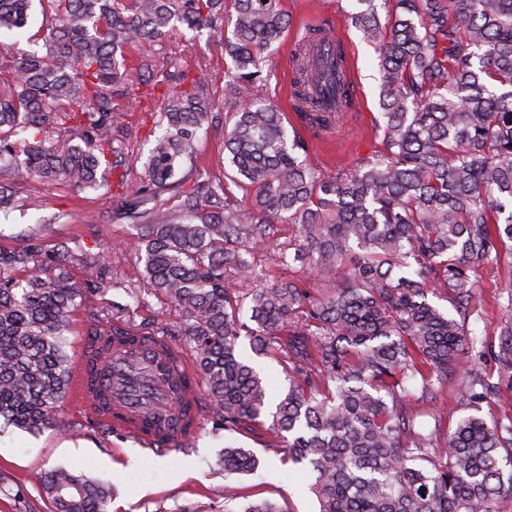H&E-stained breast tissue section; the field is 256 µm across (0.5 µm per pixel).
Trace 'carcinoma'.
I'll use <instances>...</instances> for the list:
<instances>
[{"label":"carcinoma","instance_id":"carcinoma-1","mask_svg":"<svg viewBox=\"0 0 512 512\" xmlns=\"http://www.w3.org/2000/svg\"><path fill=\"white\" fill-rule=\"evenodd\" d=\"M42 49L0 62V210L16 204L18 178L93 188L102 163L126 160L116 88L151 102L159 84L165 125L143 163L146 184L122 197L112 221L139 225L148 292L181 308L203 394L224 430L263 415L268 432L312 477L319 512H495L512 496V417L489 422L481 403L501 396L478 370L461 375L463 415L443 440L414 429L408 403L438 385L486 341L471 273L512 243V0H355L353 27L377 46L383 151L349 169L318 172L288 138L286 113L260 94L269 52L289 20L281 0H0V31L24 36L33 2ZM232 62L224 96L235 185L254 211L223 202L221 182L183 163L215 115L208 76L183 68L179 51L154 46L180 27L224 30ZM299 117L327 126L304 56H295ZM147 78L135 81L132 71ZM172 194L175 209L154 204ZM278 223L298 238L279 263L328 280L314 297L297 281L266 282L242 251L269 242ZM110 244L91 258L37 241L0 248V417L29 432L53 426L68 393L71 362L62 340L83 287L67 276L79 261L90 281L112 283ZM24 272L21 280L9 273ZM444 292L457 316L428 295ZM496 358L512 379V311L497 326ZM274 352L288 390L268 412V389L237 352ZM260 460L227 443L214 469L254 474ZM54 512H106L110 487L66 469L37 476ZM224 512H282L268 500Z\"/></svg>","mask_w":512,"mask_h":512}]
</instances>
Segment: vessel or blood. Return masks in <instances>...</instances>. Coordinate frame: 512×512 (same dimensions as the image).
Instances as JSON below:
<instances>
[{
    "mask_svg": "<svg viewBox=\"0 0 512 512\" xmlns=\"http://www.w3.org/2000/svg\"><path fill=\"white\" fill-rule=\"evenodd\" d=\"M295 46L315 62L313 85H323L335 68L352 75L350 51L340 38L318 30L295 39ZM73 392L87 413L149 448L185 447L202 426L203 412L195 369L188 354L159 336L131 343L100 333L83 339ZM101 352L103 378L92 380L88 351Z\"/></svg>",
    "mask_w": 512,
    "mask_h": 512,
    "instance_id": "vessel-or-blood-1",
    "label": "vessel or blood"
}]
</instances>
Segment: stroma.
<instances>
[{
  "label": "stroma",
  "mask_w": 512,
  "mask_h": 512,
  "mask_svg": "<svg viewBox=\"0 0 512 512\" xmlns=\"http://www.w3.org/2000/svg\"><path fill=\"white\" fill-rule=\"evenodd\" d=\"M291 18L292 28L317 23L341 33L350 43L358 80L360 104L356 111L340 116L323 134L301 130L308 146L307 159L320 171L347 169L356 160L370 156L381 147L376 132L379 108V75L376 49L352 27L347 14L354 0H281ZM184 50L185 67L204 69L209 75L208 93L216 118L198 134L197 149L191 159L194 168L206 171L212 179L223 180L228 162L224 156V74L231 61L224 53L220 33L193 36L179 29L168 37L158 52L173 47ZM271 76L262 93L282 112H289L292 100L290 43L274 47ZM121 115L113 133L129 146L134 160L126 168H115L97 186L74 192L61 186L27 181L22 197L31 205L0 211V247L24 248L32 236H40L43 251L59 242H68L77 254L93 256L97 243L107 239L111 249L107 261L117 278L110 288L85 289L62 336L70 357H78L80 340L98 311L121 317L137 333H166L167 340L187 349L188 339L180 329L182 317L166 299L147 295L133 302L128 289L141 285L143 264L138 253L135 227L116 224L112 210L118 194L138 190L145 174L137 155L147 154L162 120L160 107L117 96ZM295 230L291 225L275 228L271 243L255 249L252 259L261 272L276 280H306L304 272L277 263V244L287 242ZM481 285L482 320L471 322L476 333H488L489 344H496L492 329L507 307L512 306V250L500 249L492 264L478 269ZM204 423L189 447L172 451L143 448L130 437L97 423L73 398H65L59 420L53 427L33 435L0 422V512H53L50 500L36 484L37 473L57 467L84 472L107 482L114 489L108 512H224V487L238 488L243 501L269 499L282 512H318V502L310 490L311 477L304 465L286 460L274 447L266 426L255 425L239 433H227L213 406L203 408ZM252 449L261 461L257 473L224 478L212 465L225 441Z\"/></svg>",
  "instance_id": "35a3bbf8"
}]
</instances>
